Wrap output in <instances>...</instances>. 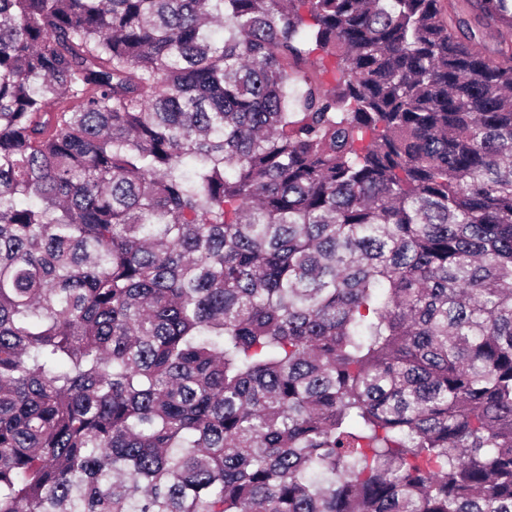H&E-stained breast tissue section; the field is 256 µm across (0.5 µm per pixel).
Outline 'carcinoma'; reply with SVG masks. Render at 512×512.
I'll list each match as a JSON object with an SVG mask.
<instances>
[{
  "label": "carcinoma",
  "instance_id": "carcinoma-1",
  "mask_svg": "<svg viewBox=\"0 0 512 512\" xmlns=\"http://www.w3.org/2000/svg\"><path fill=\"white\" fill-rule=\"evenodd\" d=\"M0 512H512L507 0H0Z\"/></svg>",
  "mask_w": 512,
  "mask_h": 512
}]
</instances>
